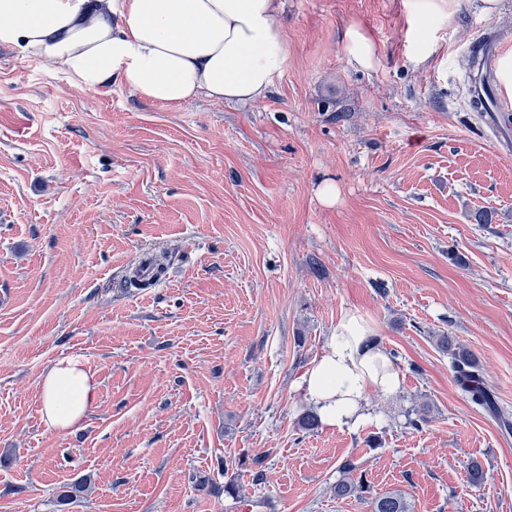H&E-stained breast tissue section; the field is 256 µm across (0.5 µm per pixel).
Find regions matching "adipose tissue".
<instances>
[{"label": "adipose tissue", "mask_w": 512, "mask_h": 512, "mask_svg": "<svg viewBox=\"0 0 512 512\" xmlns=\"http://www.w3.org/2000/svg\"><path fill=\"white\" fill-rule=\"evenodd\" d=\"M279 0H0V44L72 86L120 85L179 108L263 99L281 77L288 47ZM403 377L363 317L343 316L300 388L320 422L357 430L367 398H394ZM81 356L58 360L42 381V416L68 430L94 403Z\"/></svg>", "instance_id": "adipose-tissue-1"}]
</instances>
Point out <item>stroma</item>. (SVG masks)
Here are the masks:
<instances>
[{
	"label": "stroma",
	"instance_id": "obj_1",
	"mask_svg": "<svg viewBox=\"0 0 512 512\" xmlns=\"http://www.w3.org/2000/svg\"><path fill=\"white\" fill-rule=\"evenodd\" d=\"M450 2L421 55L410 0H281L288 62L247 104L86 95L0 47V512H372L334 497L346 461L411 512H512V431L439 346L473 351L512 414V124L466 89L512 0ZM162 252L163 278L127 287ZM349 312L403 391L359 430H302L301 378ZM74 354L97 399L61 432L41 377ZM344 49L348 61L362 68L373 66L377 59L378 49L375 43L356 23L346 29Z\"/></svg>",
	"mask_w": 512,
	"mask_h": 512
}]
</instances>
